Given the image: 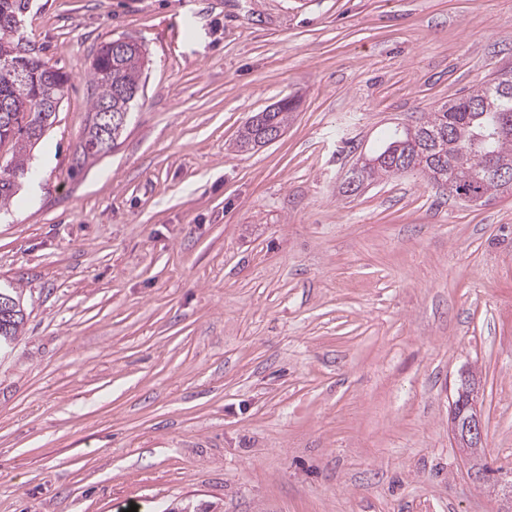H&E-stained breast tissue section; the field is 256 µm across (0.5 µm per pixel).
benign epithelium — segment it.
Here are the masks:
<instances>
[{
  "label": "benign epithelium",
  "instance_id": "7a95c632",
  "mask_svg": "<svg viewBox=\"0 0 512 512\" xmlns=\"http://www.w3.org/2000/svg\"><path fill=\"white\" fill-rule=\"evenodd\" d=\"M457 392L463 398L451 402V438L459 448L467 466H477L474 451L482 447L485 434V421L479 404V387L472 383L466 373H461Z\"/></svg>",
  "mask_w": 512,
  "mask_h": 512
}]
</instances>
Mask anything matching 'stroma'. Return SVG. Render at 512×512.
<instances>
[{"label":"stroma","mask_w":512,"mask_h":512,"mask_svg":"<svg viewBox=\"0 0 512 512\" xmlns=\"http://www.w3.org/2000/svg\"><path fill=\"white\" fill-rule=\"evenodd\" d=\"M70 81L0 207V512H498L512 473V194L417 171L343 190L394 128L512 64V0H31ZM149 60L72 173L91 62ZM283 136L239 149L283 99ZM481 382L489 475L449 404ZM1 294H8L2 295ZM16 299V300H15ZM20 298L14 294V292L9 291V289H0V312L3 316L4 314H14L16 311V316L12 318L10 321H7V326H2L0 321V347L9 346L13 343L14 340L19 336V332L25 324V314L22 313V310L19 308ZM22 306V304H21ZM23 308V306H22ZM24 309V308H23Z\"/></svg>","instance_id":"1"}]
</instances>
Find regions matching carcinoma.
Wrapping results in <instances>:
<instances>
[{"label":"carcinoma","instance_id":"carcinoma-1","mask_svg":"<svg viewBox=\"0 0 512 512\" xmlns=\"http://www.w3.org/2000/svg\"><path fill=\"white\" fill-rule=\"evenodd\" d=\"M29 0H0V106L8 104L10 119L0 112V206L15 197L21 180L28 174V157L55 113L46 101L62 99L69 77L50 66L40 48L21 36L15 19L23 20ZM145 51L131 38L113 39L101 44L94 57L91 80L95 96L91 115L76 150L77 164L114 149L121 133L112 131L103 143L97 116L102 108L123 114L133 108L143 93ZM504 82L512 84V68H502L460 98L442 104L427 120L414 128L395 130L371 162L353 169L348 184L360 187L381 175L417 170L431 180L448 186L459 199L508 191L496 179L498 170L512 171V90L503 92ZM293 103L281 100L271 112L262 113L258 123H246L239 131L237 146L249 149L260 145L266 127L285 129ZM25 314L0 325V347L19 336Z\"/></svg>","mask_w":512,"mask_h":512}]
</instances>
